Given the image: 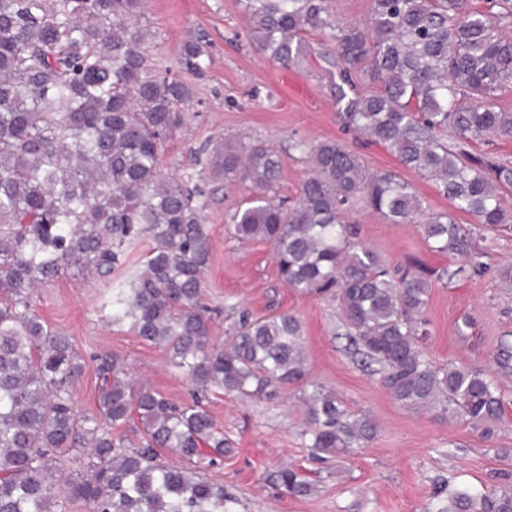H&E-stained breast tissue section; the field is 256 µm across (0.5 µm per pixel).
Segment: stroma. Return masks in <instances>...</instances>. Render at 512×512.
Wrapping results in <instances>:
<instances>
[{
	"instance_id": "stroma-1",
	"label": "stroma",
	"mask_w": 512,
	"mask_h": 512,
	"mask_svg": "<svg viewBox=\"0 0 512 512\" xmlns=\"http://www.w3.org/2000/svg\"><path fill=\"white\" fill-rule=\"evenodd\" d=\"M140 22L148 37L152 63L181 79L191 90L183 107V124L167 142L160 167L168 175L208 178L199 161L200 148H215L224 139L249 136L277 145L283 153L278 194L295 201L309 173L305 155L292 150L296 139L316 143L345 142L372 171L390 170L409 182L427 211L448 210L446 198L432 181L403 167L383 145L344 131L336 116L326 70L312 57L299 67L282 68L258 52L245 31L238 0H144ZM204 51L201 72L180 64L184 43ZM204 212L213 255L205 287L209 305L221 314L213 326L224 340L228 307L265 314L290 311L303 323L310 379L336 393L352 411L366 414L376 437L351 454L318 464L308 458L301 436L304 408L298 388L275 401L217 394L210 411L231 441L220 468L208 477L237 498V512H431L433 484L452 479L475 488L493 483L495 472L512 471V378H498L508 401L492 438L459 419L403 408L387 394L361 358L339 336L335 305L297 293L277 275L269 243L240 244L226 230L243 195L236 186L214 185ZM358 239L394 263H422L428 268L455 265L447 255L428 250L418 223L391 224L379 215L355 210L349 217ZM484 274L469 280L436 283L427 309L431 336L426 351L436 365L489 364L499 337L512 334V288L503 287L497 270L512 265V233L496 238L485 259ZM107 281H77L64 276L36 288L35 311L52 327L70 336L87 361L72 387L79 411L94 409L100 382L94 353L124 358L138 384L183 401L188 385L164 351L140 340L125 326H108L96 308ZM470 320L467 336L458 324ZM294 467L314 485L304 497H292L274 482L276 472Z\"/></svg>"
}]
</instances>
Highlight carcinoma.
<instances>
[{"label": "carcinoma", "instance_id": "1", "mask_svg": "<svg viewBox=\"0 0 512 512\" xmlns=\"http://www.w3.org/2000/svg\"><path fill=\"white\" fill-rule=\"evenodd\" d=\"M503 2L508 11L493 16L470 0H372L365 24L342 26L329 0H241L251 43L283 67L318 54L307 32L326 36L341 122L448 199L420 230L430 251L461 260L455 268L391 264L355 241L347 217L357 207L393 224L423 207L410 183L367 170L340 140L292 142L310 167L292 206L277 196L283 160L273 145L232 139L209 164L212 180L249 188L232 236L270 243L284 284L336 302L350 345L379 366L396 403L460 418L486 438L503 415L495 377H512V338L497 341L490 368L439 367L424 341L433 285L482 274L493 243L478 247L480 232L512 228L502 205L512 168L466 149L480 136L512 138V113L497 104L512 86V35L502 26L512 0ZM142 9L143 0H0V512H66L74 501L90 512H233L224 486L204 477L227 446L208 409L213 390L272 401L301 388L315 461L377 434L308 378L296 315L242 311L225 343L213 342L203 302L209 196L159 167L191 91L151 65ZM201 56L187 43L181 62L196 69ZM459 212L477 223H459ZM142 238L141 267L106 289L99 312L162 349L191 401L135 384L124 360L105 353L95 409L81 412L72 385L82 358L34 312L32 292L71 271L110 281ZM164 452L184 464L165 463ZM277 480L292 497L312 489L294 468ZM442 497L437 512H512V473L483 491L449 481Z\"/></svg>", "mask_w": 512, "mask_h": 512}]
</instances>
